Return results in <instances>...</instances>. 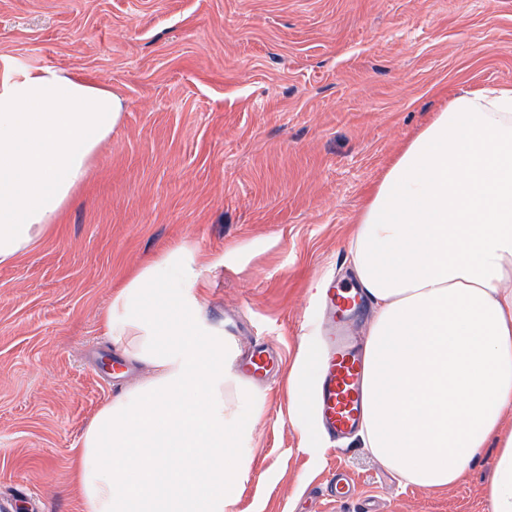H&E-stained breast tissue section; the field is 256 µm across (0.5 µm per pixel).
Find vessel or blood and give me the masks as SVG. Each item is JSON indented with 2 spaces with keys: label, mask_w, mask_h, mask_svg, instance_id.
Instances as JSON below:
<instances>
[{
  "label": "vessel or blood",
  "mask_w": 512,
  "mask_h": 512,
  "mask_svg": "<svg viewBox=\"0 0 512 512\" xmlns=\"http://www.w3.org/2000/svg\"><path fill=\"white\" fill-rule=\"evenodd\" d=\"M361 302L362 296L357 290L333 280L320 292V307L327 328L322 344L313 352L321 368L313 407L323 432L333 440L351 435L361 423L363 359L346 336V322ZM277 361L273 348L258 345L250 355L247 374L262 375Z\"/></svg>",
  "instance_id": "1"
}]
</instances>
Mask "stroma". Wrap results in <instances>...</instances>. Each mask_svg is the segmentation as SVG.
<instances>
[{"instance_id": "35a3bbf8", "label": "stroma", "mask_w": 512, "mask_h": 512, "mask_svg": "<svg viewBox=\"0 0 512 512\" xmlns=\"http://www.w3.org/2000/svg\"><path fill=\"white\" fill-rule=\"evenodd\" d=\"M73 69L123 101L76 200L0 266V512H82L72 450L147 376L112 365L99 319L164 252L195 254L210 332L316 343L315 289L402 146L451 94L512 87V0H0V64ZM283 372L262 398L230 512H487L484 458L436 493L357 441L292 425ZM348 498H326L337 471Z\"/></svg>"}]
</instances>
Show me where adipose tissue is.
I'll return each mask as SVG.
<instances>
[{"mask_svg":"<svg viewBox=\"0 0 512 512\" xmlns=\"http://www.w3.org/2000/svg\"><path fill=\"white\" fill-rule=\"evenodd\" d=\"M123 112L58 67L0 70V265L71 204ZM369 299L364 448L439 492L493 451L483 495L512 512V87L453 95L397 154L346 236ZM196 262L167 251L115 291L103 336L148 365L81 437L84 512H226L259 396L209 338Z\"/></svg>","mask_w":512,"mask_h":512,"instance_id":"adipose-tissue-1","label":"adipose tissue"}]
</instances>
